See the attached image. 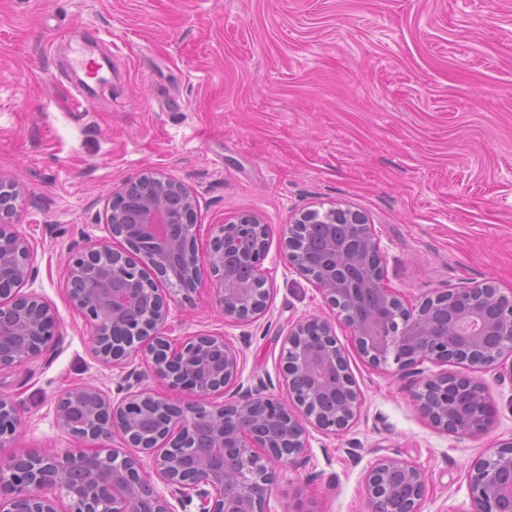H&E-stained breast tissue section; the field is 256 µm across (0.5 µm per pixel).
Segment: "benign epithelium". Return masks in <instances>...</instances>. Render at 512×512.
Here are the masks:
<instances>
[{
	"label": "benign epithelium",
	"mask_w": 512,
	"mask_h": 512,
	"mask_svg": "<svg viewBox=\"0 0 512 512\" xmlns=\"http://www.w3.org/2000/svg\"><path fill=\"white\" fill-rule=\"evenodd\" d=\"M142 178L152 192L136 180L112 195L134 211L107 214L110 238L129 249L92 243L69 257L65 282L93 329L95 356L117 365L142 351L170 393L130 385L114 400L91 385L65 390L55 421L82 446L62 455L12 449L18 411L0 398V487L8 488L0 512H176L174 504L195 500L196 512H270L274 464L305 452L307 426L336 433L359 414L333 325L320 317L288 330L281 357L288 402L237 392L211 400L235 379L239 352L222 335L171 338L170 300L196 292L206 277L224 318L264 315L267 225L251 214L212 225L202 259L194 193L160 172ZM18 198L16 181L0 174V372L41 355L56 325L50 304L23 291L34 248L7 223ZM284 258L322 293L377 368L429 361L487 369L512 359L511 295L487 282L404 305L384 285L379 244L359 210L336 204L300 213L288 225ZM415 401L433 427L449 433L477 436L491 424L490 396L467 377L428 378ZM116 432L125 447H103ZM468 476L472 512H512V441L476 459ZM428 483L412 462L380 459L365 478L371 512H420Z\"/></svg>",
	"instance_id": "benign-epithelium-1"
}]
</instances>
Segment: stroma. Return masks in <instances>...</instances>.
Wrapping results in <instances>:
<instances>
[{
  "instance_id": "35a3bbf8",
  "label": "stroma",
  "mask_w": 512,
  "mask_h": 512,
  "mask_svg": "<svg viewBox=\"0 0 512 512\" xmlns=\"http://www.w3.org/2000/svg\"><path fill=\"white\" fill-rule=\"evenodd\" d=\"M124 46L105 96L71 107L63 69L78 27ZM149 170L196 195L199 252L212 225L243 213L269 229L270 300L228 321L207 286L170 304L177 337L219 333L240 352L232 385L287 398L281 351L292 324L329 316L321 294L285 264L294 214L341 203L374 227L385 282L404 304L493 282L512 292V0H0V173L18 182L14 228L35 249L30 291L55 309L38 358L0 372L16 404L14 446L64 453L56 397L94 385L116 395L120 367L91 353L92 329L69 300L71 250L107 237L113 191ZM335 333L361 394L356 422L310 429L283 458L272 512H368L367 471L385 456L420 466L421 512H471L472 461L512 441V371H469L490 394L478 436L433 428L413 400L429 362L370 365L349 329Z\"/></svg>"
}]
</instances>
